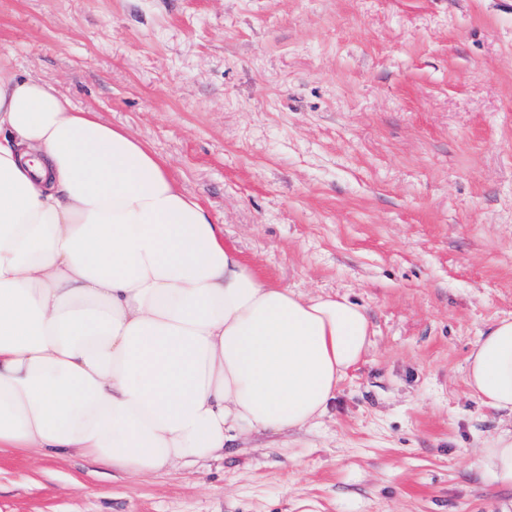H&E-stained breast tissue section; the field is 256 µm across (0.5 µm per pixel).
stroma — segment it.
Wrapping results in <instances>:
<instances>
[{
	"instance_id": "stroma-1",
	"label": "stroma",
	"mask_w": 512,
	"mask_h": 512,
	"mask_svg": "<svg viewBox=\"0 0 512 512\" xmlns=\"http://www.w3.org/2000/svg\"><path fill=\"white\" fill-rule=\"evenodd\" d=\"M25 73L148 144L263 278L366 308L312 430L130 481L0 452V512H503L466 385L512 317V0H0Z\"/></svg>"
}]
</instances>
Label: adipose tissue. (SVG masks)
<instances>
[{
	"mask_svg": "<svg viewBox=\"0 0 512 512\" xmlns=\"http://www.w3.org/2000/svg\"><path fill=\"white\" fill-rule=\"evenodd\" d=\"M372 334L347 298L261 278L146 143L0 50V450L132 478L218 460L231 432L318 425ZM466 384L512 415V317ZM481 452L512 488V429Z\"/></svg>",
	"mask_w": 512,
	"mask_h": 512,
	"instance_id": "1",
	"label": "adipose tissue"
}]
</instances>
